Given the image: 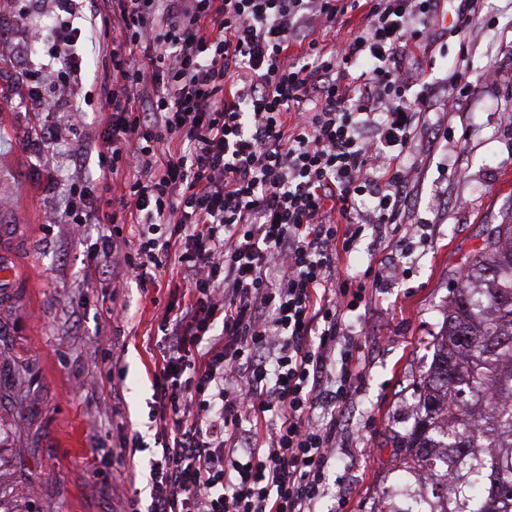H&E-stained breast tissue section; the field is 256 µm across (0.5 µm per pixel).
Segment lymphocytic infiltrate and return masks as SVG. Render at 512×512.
Here are the masks:
<instances>
[{"label": "lymphocytic infiltrate", "mask_w": 512, "mask_h": 512, "mask_svg": "<svg viewBox=\"0 0 512 512\" xmlns=\"http://www.w3.org/2000/svg\"><path fill=\"white\" fill-rule=\"evenodd\" d=\"M52 80L81 77L77 0H54ZM112 31L96 183L69 224H136L126 270L176 258L187 301L165 311L152 374L159 456L129 512H318L337 427L364 384L353 317L383 268L340 266L366 236L405 248L401 170L434 88L403 61L439 0H94ZM340 47L318 32L347 14ZM325 418L315 415L316 409Z\"/></svg>", "instance_id": "f902f5d3"}]
</instances>
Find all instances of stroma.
Here are the masks:
<instances>
[{"mask_svg": "<svg viewBox=\"0 0 512 512\" xmlns=\"http://www.w3.org/2000/svg\"><path fill=\"white\" fill-rule=\"evenodd\" d=\"M28 8L14 12L0 37V244L13 257L12 287L0 294V446L9 458L0 478L28 512H125L135 493L149 491L158 324L184 301L183 272L171 260L147 283L128 278L125 257L135 238L127 233L116 238L111 263L89 274L87 248L111 225L50 223L63 213L73 182L100 173L93 145L105 118L98 91L111 64L112 33L84 0L82 124L47 155L27 140L30 127H53L72 115L42 111L12 76L29 67L30 32L53 22L42 0ZM455 21L453 0H444L442 36L431 51L406 60L424 81L460 71L472 84L465 97L438 92L401 158L415 188L402 221L420 227L413 254L404 260L366 242L346 268L356 276L379 261L408 267L393 288L369 300L359 338L364 387L330 472L349 512H379L393 477L390 431L412 422V387L430 362L428 343L455 273L485 225L512 220V0H480L465 37L451 34ZM109 307L116 318L106 315ZM114 362L124 369L115 390L90 386V377ZM136 432L146 446L133 453L125 443ZM102 447L113 453L108 475L89 464Z\"/></svg>", "mask_w": 512, "mask_h": 512, "instance_id": "35a3bbf8", "label": "stroma"}]
</instances>
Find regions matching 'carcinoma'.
I'll list each match as a JSON object with an SVG mask.
<instances>
[{
    "instance_id": "carcinoma-1",
    "label": "carcinoma",
    "mask_w": 512,
    "mask_h": 512,
    "mask_svg": "<svg viewBox=\"0 0 512 512\" xmlns=\"http://www.w3.org/2000/svg\"><path fill=\"white\" fill-rule=\"evenodd\" d=\"M380 512H512V224L464 260Z\"/></svg>"
}]
</instances>
